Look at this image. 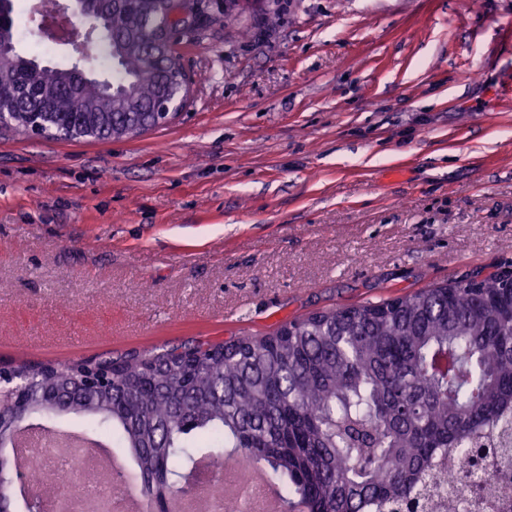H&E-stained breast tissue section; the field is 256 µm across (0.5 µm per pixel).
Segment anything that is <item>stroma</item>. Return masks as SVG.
Returning a JSON list of instances; mask_svg holds the SVG:
<instances>
[{
	"mask_svg": "<svg viewBox=\"0 0 512 512\" xmlns=\"http://www.w3.org/2000/svg\"><path fill=\"white\" fill-rule=\"evenodd\" d=\"M205 0L132 138L0 129V359L266 334L512 268V0ZM177 86L160 102L157 113L154 114L155 120H158V115L162 116L161 123H166L170 120L172 113L181 112L184 107L183 92V76L181 79L176 80Z\"/></svg>",
	"mask_w": 512,
	"mask_h": 512,
	"instance_id": "obj_1",
	"label": "stroma"
}]
</instances>
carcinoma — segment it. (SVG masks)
<instances>
[{
  "instance_id": "carcinoma-1",
  "label": "carcinoma",
  "mask_w": 512,
  "mask_h": 512,
  "mask_svg": "<svg viewBox=\"0 0 512 512\" xmlns=\"http://www.w3.org/2000/svg\"><path fill=\"white\" fill-rule=\"evenodd\" d=\"M179 0H86L107 39L91 64L36 65L11 43L0 0V126L56 140L145 132L173 66L150 59ZM0 380V449L18 425L75 416L124 449L147 512H173L200 462L239 453L277 487L282 512H462L442 482L455 458L482 495L512 486V270L289 321L266 335L71 362L11 359Z\"/></svg>"
}]
</instances>
